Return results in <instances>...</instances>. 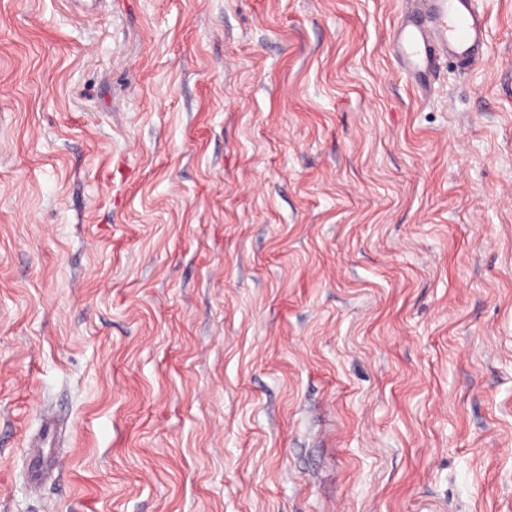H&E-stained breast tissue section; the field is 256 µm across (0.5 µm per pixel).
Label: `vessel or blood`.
<instances>
[{
  "mask_svg": "<svg viewBox=\"0 0 512 512\" xmlns=\"http://www.w3.org/2000/svg\"><path fill=\"white\" fill-rule=\"evenodd\" d=\"M390 39L406 79L428 91L441 60L477 70L488 63L487 27L479 0H405Z\"/></svg>",
  "mask_w": 512,
  "mask_h": 512,
  "instance_id": "obj_1",
  "label": "vessel or blood"
}]
</instances>
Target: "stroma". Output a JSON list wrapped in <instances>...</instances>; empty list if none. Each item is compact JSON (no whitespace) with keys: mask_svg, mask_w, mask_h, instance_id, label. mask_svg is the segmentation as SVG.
Here are the masks:
<instances>
[{"mask_svg":"<svg viewBox=\"0 0 512 512\" xmlns=\"http://www.w3.org/2000/svg\"><path fill=\"white\" fill-rule=\"evenodd\" d=\"M481 6L423 95L402 0H0V512H512Z\"/></svg>","mask_w":512,"mask_h":512,"instance_id":"35a3bbf8","label":"stroma"}]
</instances>
